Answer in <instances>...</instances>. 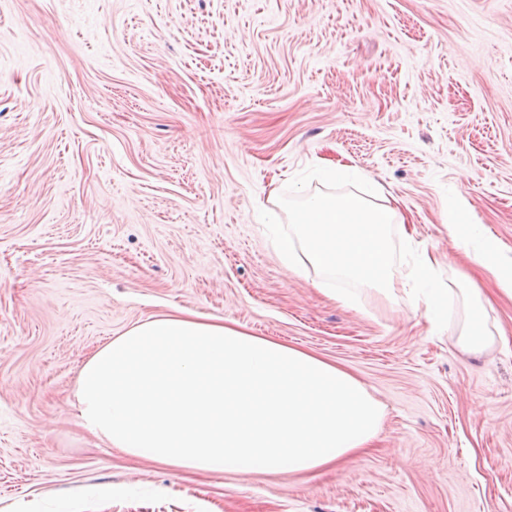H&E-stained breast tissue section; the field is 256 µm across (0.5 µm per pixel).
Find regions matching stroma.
<instances>
[{
    "mask_svg": "<svg viewBox=\"0 0 512 512\" xmlns=\"http://www.w3.org/2000/svg\"><path fill=\"white\" fill-rule=\"evenodd\" d=\"M322 162L398 201L475 358L411 312L285 268L258 217ZM512 0H0V512H512ZM189 310L347 369L368 455L301 475L129 457L77 425L89 354ZM472 261L495 278L501 291L512 296V263L503 265L499 262L493 243H488L481 252L475 253ZM459 292L466 301V313L454 329L452 339L463 351L478 355L493 344V338L483 322L484 306L472 288H459Z\"/></svg>",
    "mask_w": 512,
    "mask_h": 512,
    "instance_id": "35a3bbf8",
    "label": "stroma"
}]
</instances>
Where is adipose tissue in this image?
Returning <instances> with one entry per match:
<instances>
[{
	"instance_id": "1",
	"label": "adipose tissue",
	"mask_w": 512,
	"mask_h": 512,
	"mask_svg": "<svg viewBox=\"0 0 512 512\" xmlns=\"http://www.w3.org/2000/svg\"><path fill=\"white\" fill-rule=\"evenodd\" d=\"M452 338L473 355L493 339L462 289ZM79 425L107 447L201 471L322 470L376 439L384 408L354 375L308 351L178 312L98 346L77 380Z\"/></svg>"
}]
</instances>
